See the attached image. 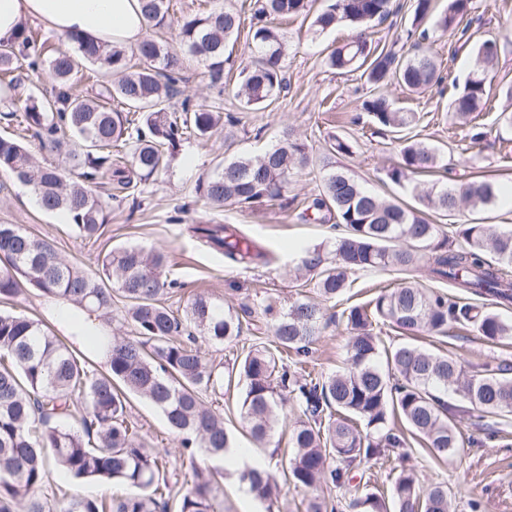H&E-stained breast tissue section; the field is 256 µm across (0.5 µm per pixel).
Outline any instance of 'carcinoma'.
<instances>
[{"label": "carcinoma", "instance_id": "carcinoma-1", "mask_svg": "<svg viewBox=\"0 0 512 512\" xmlns=\"http://www.w3.org/2000/svg\"><path fill=\"white\" fill-rule=\"evenodd\" d=\"M432 0H414L413 23L419 31L409 57L392 48L378 49L365 31L387 21L396 10L392 0H331L312 11L313 0H254L247 32L250 62L239 71L240 103L245 110L269 107L287 89L284 60L288 37L280 23L310 20L316 32L347 23L359 30L351 40L327 55L329 68L341 72L363 69L374 89L362 108L372 121L399 134L400 161L386 171L394 184L428 175L439 167L435 149L401 135L417 121L413 112H400L380 88L394 81L412 93L440 83V68L428 50L430 39L420 28ZM150 27L162 28L170 18L171 0H141ZM473 0H448L436 22L443 32L466 33ZM245 22L230 9L183 13L177 20L182 49L177 51L154 35L145 36L126 51L120 45L96 44L77 35L61 42L77 46L79 56L52 44L38 31L23 30L21 39L0 47V70L27 68L51 84L50 97L30 96L21 106V122L34 130L39 148L58 151L67 137L74 149V167L114 172L117 184L129 189L133 177L148 179L166 165L165 151L183 139L209 138L221 122L215 105L183 108L177 116L167 98L183 81L188 60L202 64L211 86L224 93L227 43L238 37ZM142 62L132 69L130 57ZM499 57L495 39L476 47V68L451 101L453 117L474 120L489 102L487 80ZM99 66L102 77L119 76L101 84L95 98L77 93L82 81L79 61ZM119 101L121 108L112 106ZM131 151L130 174L112 170V149ZM335 154H352L351 145L336 138L320 167L321 191L308 204L313 219H336L344 233L336 239L334 259L322 250L305 251L302 268L312 274L313 292L324 301L343 296L349 275L360 270L390 269L410 274L427 267L430 279L456 290L455 298L405 280L365 305L343 310L349 332L345 369L317 378L307 370L315 336L324 315L316 298L298 299L288 306L266 297L241 311L226 312L206 293H198L178 314L164 297L178 282L167 270L168 257L138 246L107 253L89 273L61 258L54 245L19 224H0V300L20 293L23 277L42 295L57 297L97 314L106 322L119 319L132 335L94 332L95 348L111 353L108 367L98 370L79 358L64 340L49 333L36 319L0 312V512H223L216 496L220 467L195 465L181 473V484L170 482L169 453L148 443L127 417L128 395L155 406L170 429L181 436L182 454L203 453L222 460L234 447L231 428L224 423V375H236L244 392L239 418L255 441L281 453L284 464L244 465L239 481L260 502L273 501L279 480L314 490L323 484L345 487L351 470L390 455L406 445L405 435L388 427L397 416L436 460L459 452L456 432L460 413L477 414L487 424L488 437L499 436V422L512 418V366L475 364L466 370L445 354L409 340L385 343L374 333L381 322L405 336L427 332L448 335L455 326H470L489 342L512 337V322L484 306L461 302L474 295L498 307L512 306V231L498 232L489 224L459 225L454 241L425 210L448 213L467 208L479 211L496 203L499 186L488 179L415 185L418 205L388 200L363 187L347 172L331 165ZM308 144L285 136L282 143L257 156L240 155L199 180L197 193L211 209L227 205L249 207L283 197L295 176L316 166ZM0 170L31 186L47 212H63L75 235L100 236L105 202L88 185L66 179V168L53 162L38 165L20 141L0 137ZM187 230L209 248L242 264L265 263L266 253L253 241L224 224H189ZM497 257L490 263L486 255ZM257 318L271 329L269 343L257 336L237 355L231 371L208 358L201 344L222 346L238 339L244 318ZM463 404L441 398L448 390ZM299 414L289 431L287 446L275 440L288 411ZM55 471L74 479L112 480L133 489L111 498L73 494L61 499L38 496ZM393 512H448V487L436 484L420 493L413 475L400 471L391 496ZM360 512H388L385 500L366 493L353 500Z\"/></svg>", "mask_w": 512, "mask_h": 512}]
</instances>
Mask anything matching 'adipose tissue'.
Masks as SVG:
<instances>
[{
    "mask_svg": "<svg viewBox=\"0 0 512 512\" xmlns=\"http://www.w3.org/2000/svg\"><path fill=\"white\" fill-rule=\"evenodd\" d=\"M31 19L108 44H137L147 29L139 0H0V42H14Z\"/></svg>",
    "mask_w": 512,
    "mask_h": 512,
    "instance_id": "obj_1",
    "label": "adipose tissue"
}]
</instances>
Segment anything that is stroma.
I'll list each match as a JSON object with an SVG mask.
<instances>
[{
	"mask_svg": "<svg viewBox=\"0 0 512 512\" xmlns=\"http://www.w3.org/2000/svg\"><path fill=\"white\" fill-rule=\"evenodd\" d=\"M473 4L476 21L471 28L472 47L460 48L456 36L436 30L435 23L446 11L448 0H433V9L424 25L430 30L431 52L442 73L460 83L475 67V44L500 37L499 61L488 80L490 96L497 107L479 117L486 138L471 143L467 129L456 123L449 110L452 91L447 85L420 94L391 86L386 93L399 111L417 113L419 120L413 132L419 140L441 151L448 167L447 182L463 181L480 173L510 187L512 127L498 122L496 116L503 108L512 112V100L505 95L512 87V40L500 36L502 23L512 20V0H473ZM284 29L289 44L285 59L287 91L270 107L245 112L239 106L234 77H227L224 115L236 120L233 140L225 141L219 131L207 141L180 142L159 176L109 200L107 222L98 239L76 238L67 221L35 205L30 186L6 172L0 173V224L22 225L31 234L51 241L62 258L90 272L119 245L162 251L171 263L173 276L183 284L182 290L168 300L171 308L178 311L184 310L193 295L201 292L236 311L258 295L283 300L301 291L298 270L304 250L318 247L329 252L336 242L337 232L329 224L301 217L308 200L317 192L319 172H300L282 204L232 206L219 212L212 211L197 194L200 178L235 156L263 153L289 131L303 139L316 155L326 153L333 138H349L353 153L336 157L337 165L385 198L406 202L410 196L386 177L387 168L399 159L398 144L391 133L371 124L364 112L362 102L369 94V86L359 73L342 74L325 63L328 51L350 39L352 29L339 24L316 35L308 23L298 19L289 21ZM189 224L233 225L266 252L269 262L249 268L233 264L223 254L190 238L185 231ZM401 279V274L392 270L362 271L353 275L345 298L325 303L330 321L316 343V374L326 376L342 370L346 364L348 333L340 318L342 311L395 287ZM418 342L465 366L512 363V338L492 344L469 329L457 328L445 336L421 335ZM127 412L147 442L168 450L173 468L183 471L194 463L207 466L205 456H197L193 461L182 456L179 437L168 429L161 413L149 402L130 397ZM457 426L468 442L462 458L434 460L426 448L412 439L403 456L393 455L372 467L353 471L346 489L325 486L319 493L339 500L340 512H351L350 501L361 494L374 492L390 497L392 471L401 466L412 472L420 488L437 483L447 485L451 512H512V421L504 425L502 436L494 439L488 437L476 418L461 417Z\"/></svg>",
	"mask_w": 512,
	"mask_h": 512,
	"instance_id": "1",
	"label": "stroma"
}]
</instances>
